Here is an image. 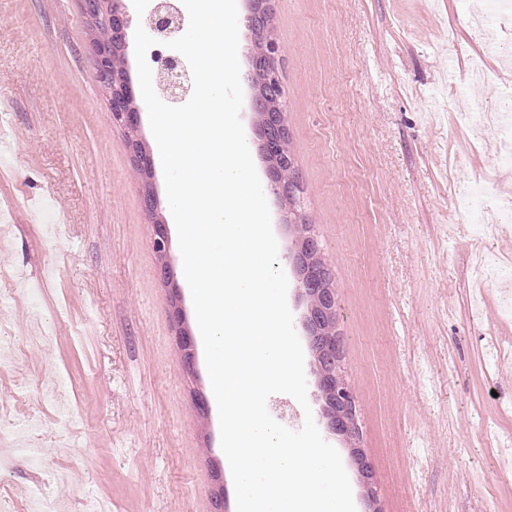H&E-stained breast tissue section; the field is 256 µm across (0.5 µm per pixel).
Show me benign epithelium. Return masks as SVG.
Listing matches in <instances>:
<instances>
[{
  "label": "benign epithelium",
  "mask_w": 512,
  "mask_h": 512,
  "mask_svg": "<svg viewBox=\"0 0 512 512\" xmlns=\"http://www.w3.org/2000/svg\"><path fill=\"white\" fill-rule=\"evenodd\" d=\"M85 14L90 22L91 37L87 49L92 58L101 85L105 89L112 113V120L133 131L139 119L138 92L129 79L122 61L129 48L128 29L131 17L120 0H82ZM246 26L255 31V25H267L272 10L271 0H247ZM149 29L162 42L167 41L181 29L178 11L169 0H160L151 11ZM112 28L111 40L98 34L100 23ZM279 45L267 37L254 43L250 55L249 78L253 87V110L257 116L256 131L261 141V150L268 166L269 189L277 195L294 220L301 219L295 210L297 189L286 180L279 160L292 158L288 148L289 130L284 119L282 102L272 87L278 82ZM166 81L170 97L178 100L186 93L182 82L179 57H163ZM135 164L146 170L152 169V159L143 151L141 144L133 139L127 144ZM152 245L158 257L160 277L164 281L173 278L174 271L169 258V233L167 225L156 220L153 224ZM322 244L314 232L309 231L298 240L292 256L297 274L300 296L306 302L302 325L314 361L316 387L320 401V416L326 421L333 435L343 438L349 460L356 478L363 489L367 504L365 512H382L378 506L374 481V465L365 449L361 448L357 427V406L354 393L341 373L343 345L335 336L336 290L328 287L333 279L331 269L321 259ZM171 320L174 325L176 345L192 356L193 336L184 326L181 308L171 303Z\"/></svg>",
  "instance_id": "7a95c632"
}]
</instances>
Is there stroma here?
Returning <instances> with one entry per match:
<instances>
[{
  "mask_svg": "<svg viewBox=\"0 0 512 512\" xmlns=\"http://www.w3.org/2000/svg\"><path fill=\"white\" fill-rule=\"evenodd\" d=\"M467 0H273L303 212L334 273L343 376L383 512H512V223L455 216L473 178L512 189L498 126L471 133L456 93L497 104ZM81 0H0V512H212L236 499L203 348L185 367L169 309L198 333L161 164L144 180L112 122ZM156 215L142 203L145 184ZM152 245L158 257V269L163 281L168 282L173 278L174 271L169 258V233L166 224L155 219L153 222Z\"/></svg>",
  "mask_w": 512,
  "mask_h": 512,
  "instance_id": "obj_1",
  "label": "stroma"
}]
</instances>
